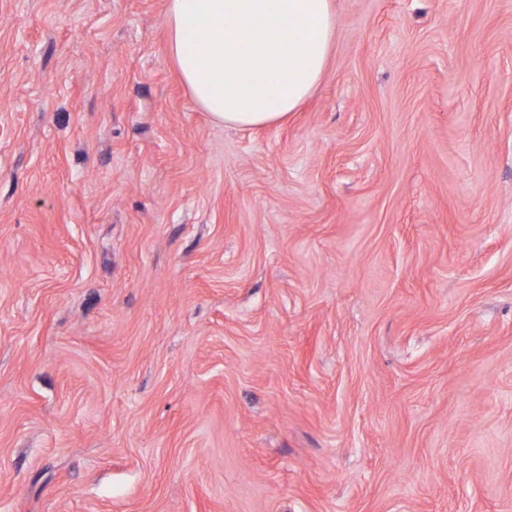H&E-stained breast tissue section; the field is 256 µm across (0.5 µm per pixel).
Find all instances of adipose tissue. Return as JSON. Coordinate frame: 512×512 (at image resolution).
<instances>
[{
  "label": "adipose tissue",
  "instance_id": "adipose-tissue-1",
  "mask_svg": "<svg viewBox=\"0 0 512 512\" xmlns=\"http://www.w3.org/2000/svg\"><path fill=\"white\" fill-rule=\"evenodd\" d=\"M165 27L196 104L239 127L296 111L320 82L336 34L332 0H167Z\"/></svg>",
  "mask_w": 512,
  "mask_h": 512
}]
</instances>
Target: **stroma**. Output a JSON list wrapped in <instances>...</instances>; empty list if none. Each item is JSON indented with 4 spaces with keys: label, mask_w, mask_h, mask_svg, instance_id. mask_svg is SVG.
<instances>
[{
    "label": "stroma",
    "mask_w": 512,
    "mask_h": 512,
    "mask_svg": "<svg viewBox=\"0 0 512 512\" xmlns=\"http://www.w3.org/2000/svg\"><path fill=\"white\" fill-rule=\"evenodd\" d=\"M165 9L0 0V512H512V0L245 130Z\"/></svg>",
    "instance_id": "stroma-1"
}]
</instances>
